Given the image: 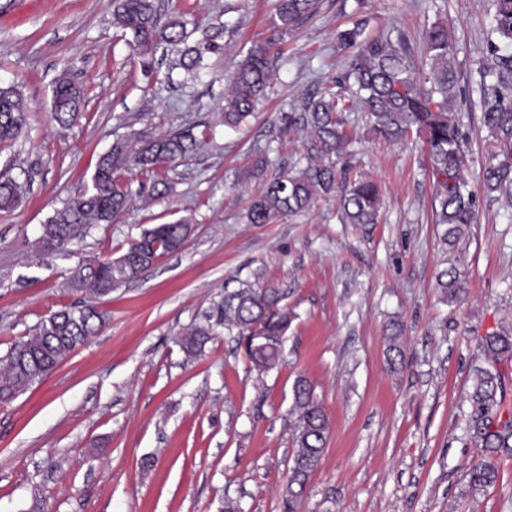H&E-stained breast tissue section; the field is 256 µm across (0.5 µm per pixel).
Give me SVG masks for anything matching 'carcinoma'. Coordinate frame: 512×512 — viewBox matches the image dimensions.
I'll list each match as a JSON object with an SVG mask.
<instances>
[{"mask_svg":"<svg viewBox=\"0 0 512 512\" xmlns=\"http://www.w3.org/2000/svg\"><path fill=\"white\" fill-rule=\"evenodd\" d=\"M321 0H279L282 31L295 30L315 15ZM113 24L128 33L143 65L162 46L178 48V66L194 72L203 56L214 49L211 39L187 44V22L178 16L160 22L157 0H109ZM491 36L487 41L478 85L481 123L494 142L483 169V190L506 197L512 209V0H496ZM336 46L347 57L346 70L333 88L304 98L301 106L279 117L283 129L304 133L301 162L262 184L247 218L251 224L274 221L309 210L317 198L336 194L344 224H375L381 208V191L371 179H350L349 160L353 136L344 113L362 111L374 134L387 143H398L412 134L426 146L434 184L432 209L436 223L445 226L443 242L452 243L476 220L475 196L464 174L467 138L460 117L452 112L459 94L455 47L448 24L436 20L422 33V51L428 70L415 65V51L407 37L388 31L366 34V20L336 33ZM279 53L271 44L252 46L228 79L224 95V126L236 129L254 112L274 75ZM84 90L67 76L52 88V119L62 129L76 120ZM27 106L15 85L0 87V147H9L26 125ZM197 147L185 132L153 136L145 132L134 139L117 140L102 154L91 186L74 194L55 209L42 227L37 244L42 251H57L83 238L97 224L119 221L132 204L131 192L118 179L122 171L151 174L175 167ZM24 193L23 184L0 177V211H10ZM188 233L185 219L160 224L141 234L127 251L112 260L80 263L69 278L70 287L94 297L107 296L117 285L137 279L155 262L183 243ZM444 299L460 301L464 287L455 268L438 275ZM285 296L275 288H240L224 298L216 324L238 339L247 338L245 352L263 372L282 360L278 340L284 339L293 313ZM104 320L93 304L61 308L45 317L27 339L0 358V401H9L51 373L79 345L97 335ZM215 335L210 323L187 330L182 345L189 352L201 350ZM484 363L472 370L466 430L479 457L468 465L466 476L472 493L485 490L497 479L496 460L512 457V412L504 410L505 373L512 362V320H506L480 340ZM293 465L282 494L283 512H297L309 477L326 447L329 418L304 378L293 387Z\"/></svg>","mask_w":512,"mask_h":512,"instance_id":"carcinoma-1","label":"carcinoma"}]
</instances>
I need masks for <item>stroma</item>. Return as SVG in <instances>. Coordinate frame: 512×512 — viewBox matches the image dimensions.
<instances>
[{
  "label": "stroma",
  "instance_id": "stroma-1",
  "mask_svg": "<svg viewBox=\"0 0 512 512\" xmlns=\"http://www.w3.org/2000/svg\"><path fill=\"white\" fill-rule=\"evenodd\" d=\"M160 7L187 20L197 40L222 26L198 74L161 58L144 71L107 0H0V86L17 85L29 110L16 143L0 150V171L29 185L17 208L0 211V356L51 312L81 304L83 293L67 286L79 260L117 257L157 224L191 227L179 251L99 300L101 333L0 403V512H224L228 500L239 512H281L301 376L330 430L297 512H512V458L499 460L494 485L465 492L478 455L465 420L479 340L512 317V210L482 187L491 140L477 81L493 0H368L362 11L356 0H323L285 36L277 0ZM360 17L369 31L395 29L415 44L428 22H448L477 213L455 245L433 221L421 140L385 143L360 112L348 115L360 140L354 163L382 188L377 223H340L332 196L271 224L246 219L260 185L247 175L253 161L266 155L273 175L302 153L301 133H280V113L344 70L335 35ZM269 39L283 55L267 96L240 128H227V79ZM63 74L86 99L65 131L50 118ZM174 129L191 130L199 146L175 170L158 171L165 193L134 201L121 222L94 226L69 252L39 251L43 224L115 140ZM153 178L121 181L136 189ZM450 266L466 290L457 304L437 286ZM245 285L279 289L296 314L282 362L263 373L223 326L200 352L179 342ZM394 321L404 357L395 370L387 364Z\"/></svg>",
  "mask_w": 512,
  "mask_h": 512
}]
</instances>
